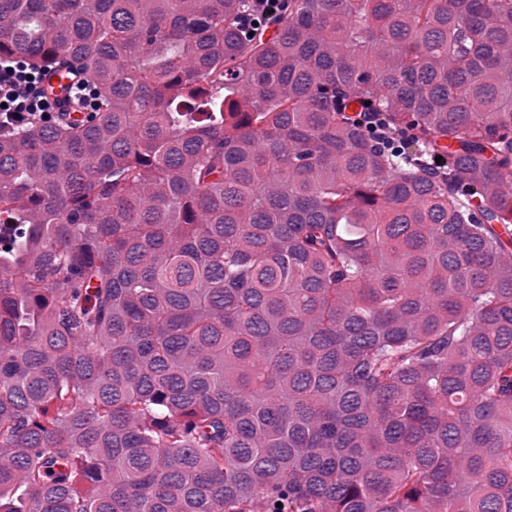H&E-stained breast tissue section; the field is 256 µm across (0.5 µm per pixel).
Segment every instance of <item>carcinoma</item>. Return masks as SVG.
<instances>
[{"instance_id":"cac0c4a2","label":"carcinoma","mask_w":512,"mask_h":512,"mask_svg":"<svg viewBox=\"0 0 512 512\" xmlns=\"http://www.w3.org/2000/svg\"><path fill=\"white\" fill-rule=\"evenodd\" d=\"M1 54L94 103L0 134V512H512V0H0ZM52 83L55 89L51 97L57 102L59 106L58 109L69 112L70 115L79 116L81 111L77 108L75 101L81 102L84 100L87 95L85 93L87 89L86 85L82 81L75 83L74 78L66 72H59L54 76ZM74 83L73 97L75 100L71 96V89Z\"/></svg>"}]
</instances>
